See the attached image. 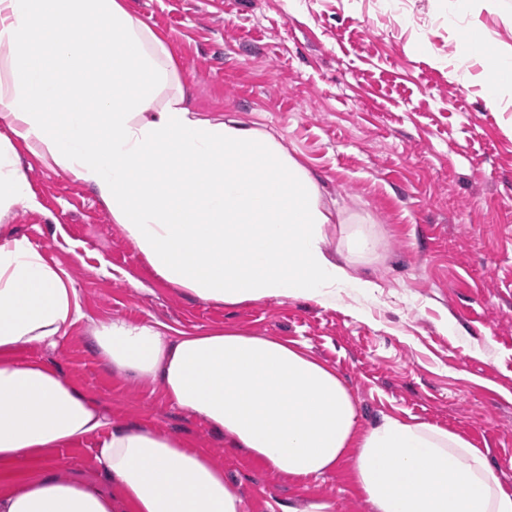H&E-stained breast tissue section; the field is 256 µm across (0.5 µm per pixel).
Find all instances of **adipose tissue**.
Returning <instances> with one entry per match:
<instances>
[{
    "instance_id": "adipose-tissue-1",
    "label": "adipose tissue",
    "mask_w": 512,
    "mask_h": 512,
    "mask_svg": "<svg viewBox=\"0 0 512 512\" xmlns=\"http://www.w3.org/2000/svg\"><path fill=\"white\" fill-rule=\"evenodd\" d=\"M480 27L486 103L512 99V52ZM91 186L153 273L200 301L332 304L369 292L327 248L309 170L269 133L192 112L169 51L123 0H0V214L35 206L15 145ZM84 313L75 288L0 225V512H248L222 467L182 437L114 423L59 370L20 351L57 346ZM90 343L113 372L151 379L230 446L297 480L343 461L372 512H512V492L463 436L390 416L362 428L335 369L300 343L234 329L176 338L121 319ZM97 437L111 493L60 476L57 449Z\"/></svg>"
}]
</instances>
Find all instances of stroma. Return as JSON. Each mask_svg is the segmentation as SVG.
Wrapping results in <instances>:
<instances>
[{
	"label": "stroma",
	"mask_w": 512,
	"mask_h": 512,
	"mask_svg": "<svg viewBox=\"0 0 512 512\" xmlns=\"http://www.w3.org/2000/svg\"><path fill=\"white\" fill-rule=\"evenodd\" d=\"M167 45L191 108L274 133L316 177L330 248L362 231L374 251L351 272L370 296L335 305L278 298L214 305L155 276L94 191L16 144L37 205L1 216L80 297L61 345L22 351L58 368L114 422L172 432L208 453L249 512L329 499L371 512L348 464L309 481L269 470L173 408L159 382L113 374L91 322L160 324L172 336L234 328L305 344L336 369L362 426L395 416L462 434L512 491V106L463 85L452 54L470 25L512 49V0L449 28L450 0H125ZM98 441L58 449L60 473L111 482Z\"/></svg>",
	"instance_id": "1"
}]
</instances>
